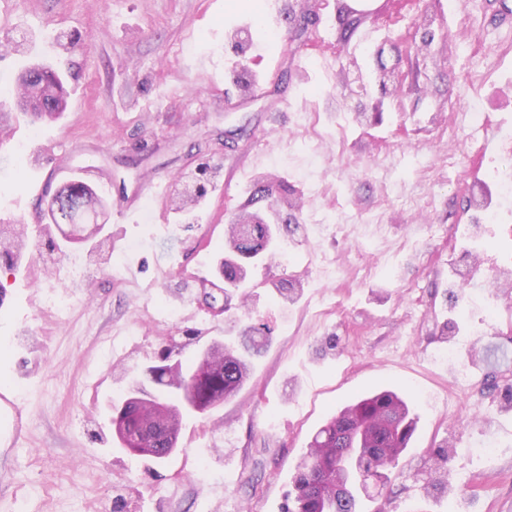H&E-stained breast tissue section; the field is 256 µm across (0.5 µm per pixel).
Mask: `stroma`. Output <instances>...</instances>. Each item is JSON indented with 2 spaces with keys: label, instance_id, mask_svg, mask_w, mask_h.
<instances>
[{
  "label": "stroma",
  "instance_id": "35a3bbf8",
  "mask_svg": "<svg viewBox=\"0 0 512 512\" xmlns=\"http://www.w3.org/2000/svg\"><path fill=\"white\" fill-rule=\"evenodd\" d=\"M0 0V88L39 61L61 68L69 92L55 122L0 124V225L45 209L30 160L57 190L58 165L96 166L105 205L93 242L61 251L40 244L32 265L52 284L0 269V387L27 418L0 444V512H282L310 435L352 399L384 389L403 397L417 430L368 512H512V377L471 359L474 391L452 386L436 358L468 337L457 307L484 316L481 294L448 288L464 245L414 230L420 216L459 224L467 185L492 173L498 151L477 156L482 111L512 135V30L487 28L488 0ZM288 23L287 41L261 43V26ZM374 31L382 54L363 41ZM72 38L60 53L52 37ZM27 50L15 52L14 42ZM334 55L336 67L315 65ZM261 82L265 95L241 89ZM457 164H448V145ZM261 164H254V157ZM212 181L197 220L172 201ZM273 188L265 220L283 221L295 195L298 223L345 224L312 245L292 232L288 260L261 265L248 300L270 330L251 379L206 413L184 416L162 463L136 457L112 435V408L162 353L190 362L226 336L223 316L197 300L195 280L224 255V226L257 177ZM150 217H119L117 196L145 178ZM483 225L495 269L512 250V202ZM345 265L320 275L322 257ZM131 270L137 287L117 282ZM301 277L296 302L273 285ZM417 281L414 295L404 285ZM70 295L59 309L52 291ZM177 315L166 326L165 312ZM493 417L495 461L479 455L477 418Z\"/></svg>",
  "mask_w": 512,
  "mask_h": 512
}]
</instances>
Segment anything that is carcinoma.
I'll return each mask as SVG.
<instances>
[{"instance_id": "cac0c4a2", "label": "carcinoma", "mask_w": 512, "mask_h": 512, "mask_svg": "<svg viewBox=\"0 0 512 512\" xmlns=\"http://www.w3.org/2000/svg\"><path fill=\"white\" fill-rule=\"evenodd\" d=\"M30 80L24 94L40 99L26 113L33 122L55 119L65 111L50 104L66 101L67 92L59 69L42 66L27 69ZM206 195L205 185L185 198L178 197L174 213L193 214ZM100 197L90 186L73 181L60 187L47 201L46 216L52 224H80L91 218ZM281 232L256 212L243 208L235 213L225 229L224 259L219 271L224 277L225 321L240 320L239 307L232 300L241 298L239 289L248 282L249 268L265 260L276 261L278 253L270 246ZM27 240L20 224L0 226V267L18 270L27 257ZM300 288L296 280L280 283L276 292L284 302L294 301ZM267 343L262 324L251 323L235 340L211 347L204 366L182 362L172 364L168 356L149 368L136 381L133 391L143 400L126 399L113 410L112 420L125 426L127 435L139 439L132 452L163 462L176 447L183 413L205 412L234 395L249 379L254 360ZM407 403L396 393L383 390L341 409L311 438L296 465L288 504L284 512H359L360 494L371 486L384 488L396 469L400 454L407 448L414 431Z\"/></svg>"}]
</instances>
